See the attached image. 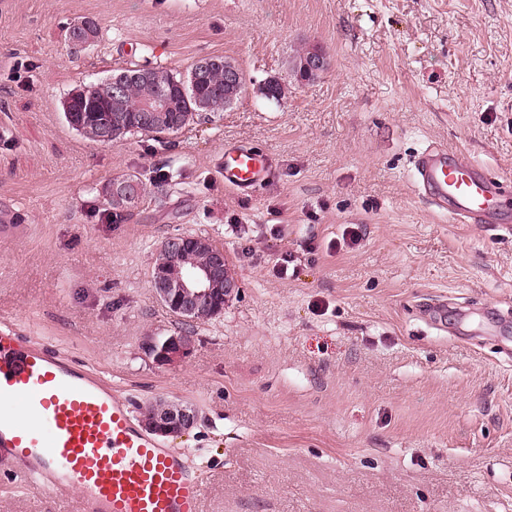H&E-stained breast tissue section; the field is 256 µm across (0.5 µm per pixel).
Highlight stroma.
Instances as JSON below:
<instances>
[{"label": "stroma", "mask_w": 512, "mask_h": 512, "mask_svg": "<svg viewBox=\"0 0 512 512\" xmlns=\"http://www.w3.org/2000/svg\"><path fill=\"white\" fill-rule=\"evenodd\" d=\"M85 17L99 37L76 51ZM312 45L331 65L297 82ZM207 55L245 77L220 118L108 146L63 119L70 90L114 69ZM230 143L269 162L252 192L224 185ZM433 144L512 185V0H0V215L17 226L0 322L69 350L133 413L193 406L161 443L186 454L202 512H512V229L419 194ZM127 176L147 193L107 222L100 191ZM183 233L222 247L240 288L162 365L143 343L182 324L150 270ZM78 508L0 457V512Z\"/></svg>", "instance_id": "stroma-1"}]
</instances>
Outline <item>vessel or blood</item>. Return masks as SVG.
I'll return each instance as SVG.
<instances>
[{"instance_id": "obj_1", "label": "vessel or blood", "mask_w": 512, "mask_h": 512, "mask_svg": "<svg viewBox=\"0 0 512 512\" xmlns=\"http://www.w3.org/2000/svg\"><path fill=\"white\" fill-rule=\"evenodd\" d=\"M420 192L462 224H492L504 184L441 145L415 162ZM226 186L249 192L268 172L247 146L225 148ZM0 455L49 496L77 494L80 512H200L201 483L183 459L141 433L126 399L95 371L74 366L0 325Z\"/></svg>"}]
</instances>
